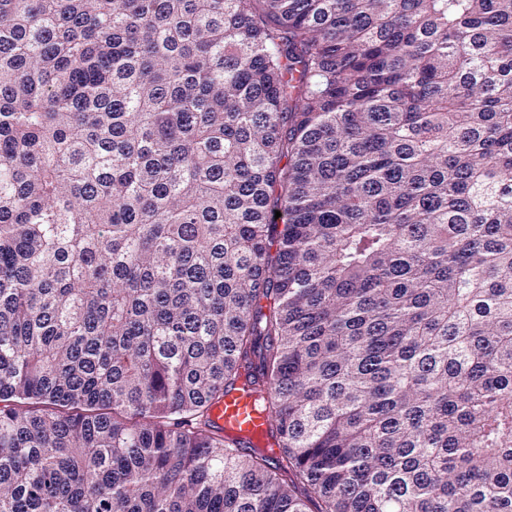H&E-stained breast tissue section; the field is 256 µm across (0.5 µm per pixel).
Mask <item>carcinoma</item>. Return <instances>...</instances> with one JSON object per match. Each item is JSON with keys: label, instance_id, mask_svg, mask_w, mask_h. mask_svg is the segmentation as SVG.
Here are the masks:
<instances>
[{"label": "carcinoma", "instance_id": "1", "mask_svg": "<svg viewBox=\"0 0 512 512\" xmlns=\"http://www.w3.org/2000/svg\"><path fill=\"white\" fill-rule=\"evenodd\" d=\"M0 512H512V0H0ZM213 419L226 433L251 438L254 444L260 441L261 446L272 445L267 437L270 432L267 422L257 411L249 387L225 394L214 409Z\"/></svg>", "mask_w": 512, "mask_h": 512}]
</instances>
